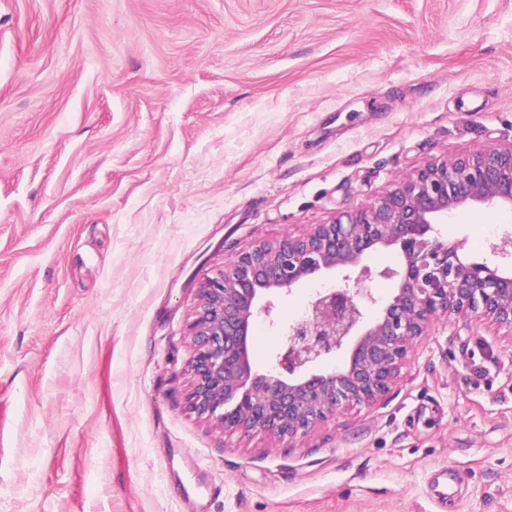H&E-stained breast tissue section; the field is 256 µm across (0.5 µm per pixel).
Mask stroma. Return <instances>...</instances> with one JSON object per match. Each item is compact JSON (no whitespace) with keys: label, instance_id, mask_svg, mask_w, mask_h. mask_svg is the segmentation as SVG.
Segmentation results:
<instances>
[{"label":"stroma","instance_id":"obj_1","mask_svg":"<svg viewBox=\"0 0 512 512\" xmlns=\"http://www.w3.org/2000/svg\"><path fill=\"white\" fill-rule=\"evenodd\" d=\"M512 148V0H0V512H512V329L434 317L306 434L188 408L198 289L425 165ZM512 209L460 212L480 261ZM250 328L275 366V322Z\"/></svg>","mask_w":512,"mask_h":512}]
</instances>
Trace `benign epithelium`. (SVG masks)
Here are the masks:
<instances>
[{
  "label": "benign epithelium",
  "instance_id": "1",
  "mask_svg": "<svg viewBox=\"0 0 512 512\" xmlns=\"http://www.w3.org/2000/svg\"><path fill=\"white\" fill-rule=\"evenodd\" d=\"M475 206L512 208V149L428 164L363 209L238 254L200 288L189 408L228 432L290 439L344 407L381 399L440 313L490 316L512 329V265L468 259L439 228ZM392 248L401 260L398 282L381 302L366 285L364 262ZM319 273L338 284L317 291L282 325L279 368L258 372L251 323ZM342 348L345 361L330 363Z\"/></svg>",
  "mask_w": 512,
  "mask_h": 512
}]
</instances>
